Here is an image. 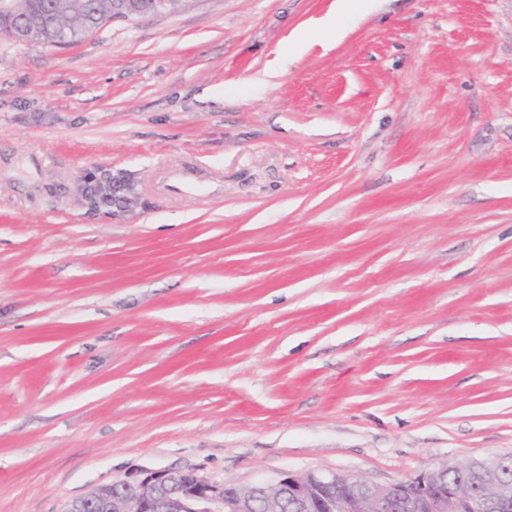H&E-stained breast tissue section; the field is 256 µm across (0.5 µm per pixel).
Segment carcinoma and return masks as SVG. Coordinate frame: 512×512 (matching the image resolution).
Returning <instances> with one entry per match:
<instances>
[{
    "mask_svg": "<svg viewBox=\"0 0 512 512\" xmlns=\"http://www.w3.org/2000/svg\"><path fill=\"white\" fill-rule=\"evenodd\" d=\"M123 10L118 0H0V37L24 40L15 26L22 19L30 40L70 45L96 32Z\"/></svg>",
    "mask_w": 512,
    "mask_h": 512,
    "instance_id": "carcinoma-1",
    "label": "carcinoma"
}]
</instances>
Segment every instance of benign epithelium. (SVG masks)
I'll return each instance as SVG.
<instances>
[{
  "mask_svg": "<svg viewBox=\"0 0 512 512\" xmlns=\"http://www.w3.org/2000/svg\"><path fill=\"white\" fill-rule=\"evenodd\" d=\"M457 477L448 479V466L425 470L395 484L383 486L352 475L333 471L282 472L269 483L243 487L224 485L201 475L181 483L169 470H146L132 480L140 490L135 499L121 492V483L95 487L70 501L65 512H90L112 508V512H254L256 495L272 489L277 496L267 501L265 512H281L280 502L295 512H512V483L501 475L500 459L480 471L483 484L493 494L477 497V487L468 462L454 465Z\"/></svg>",
  "mask_w": 512,
  "mask_h": 512,
  "instance_id": "1",
  "label": "benign epithelium"
}]
</instances>
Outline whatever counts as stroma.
Returning a JSON list of instances; mask_svg holds the SVG:
<instances>
[{"mask_svg": "<svg viewBox=\"0 0 512 512\" xmlns=\"http://www.w3.org/2000/svg\"><path fill=\"white\" fill-rule=\"evenodd\" d=\"M335 8L0 38V512L512 454V0Z\"/></svg>", "mask_w": 512, "mask_h": 512, "instance_id": "obj_1", "label": "stroma"}]
</instances>
